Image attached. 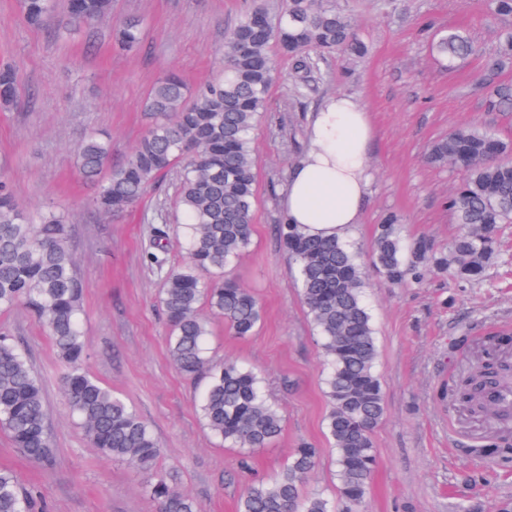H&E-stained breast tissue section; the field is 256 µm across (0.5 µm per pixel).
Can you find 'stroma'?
<instances>
[{
    "mask_svg": "<svg viewBox=\"0 0 512 512\" xmlns=\"http://www.w3.org/2000/svg\"><path fill=\"white\" fill-rule=\"evenodd\" d=\"M343 2L366 54L329 56L308 73L283 61V77L256 132L253 243L234 275L258 296L260 327L239 338L215 318L207 338L214 360L238 361L263 377L284 417L281 436L254 452L253 474H276L306 440L322 454L303 490L332 500L338 481L326 440L324 357L276 235L288 172L308 148L310 114L345 93L371 116L370 185L361 221L346 238L363 254L390 213L399 216L404 240L424 235L448 252L458 229L448 197L459 174L431 164L430 146L466 125L512 144V112L489 102L494 87H512V66L498 72L485 66L500 32L512 29V17L490 19L487 0ZM247 6L248 0H113L109 17L59 36L53 27L27 24L20 0H0V66L15 70L20 91L14 107L0 110V166L29 210L49 203L67 210L69 244L85 284L84 367L146 420L161 444L159 469L176 477L198 512H238L244 475L237 450L222 446L200 420L201 385L170 360L169 329L158 306L161 275L145 262L151 225L177 222L178 175L169 173L130 212L107 218L91 208L96 186L80 176L72 150L103 133L112 141L113 161L126 158L145 132L143 103L157 77L172 71L193 88L216 77L224 32ZM128 18L142 21L143 42L137 52L122 54L112 48V27ZM451 29L475 47L453 66L435 49ZM368 278L385 414L373 432L378 467L364 512H459L463 505L502 512L512 504V449L493 462L475 455L498 426L449 404L440 391L457 361L480 358L484 329L512 324V224L502 226L498 259L483 281L457 282L437 270L398 288L376 272ZM0 332L26 350L40 378L56 450L54 466L40 467L0 430V467L36 487L47 512H158L141 474L89 447L62 396L63 365L46 331L17 307L0 311Z\"/></svg>",
    "mask_w": 512,
    "mask_h": 512,
    "instance_id": "1",
    "label": "stroma"
}]
</instances>
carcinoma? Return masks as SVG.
<instances>
[{
	"label": "carcinoma",
	"mask_w": 512,
	"mask_h": 512,
	"mask_svg": "<svg viewBox=\"0 0 512 512\" xmlns=\"http://www.w3.org/2000/svg\"><path fill=\"white\" fill-rule=\"evenodd\" d=\"M492 19L512 16V0H488ZM112 10V0H66L61 28L88 25ZM30 24L59 16L57 0H22ZM249 38V50L239 43ZM143 26L128 19L113 31L114 45L137 50ZM453 62L470 55L471 40L448 31L436 42ZM366 45L339 0H251L220 49V78L192 90L173 72L157 78L145 102L150 123L129 158L112 164L110 142L89 136L76 148L80 174L100 183L93 205L111 215L136 205L174 168L180 169L176 203L183 215L178 235L184 264L163 271L170 239L168 225L151 229L148 267L162 271L160 305L171 329L169 356L182 374L206 380L199 400L204 426L222 443L248 457L277 440L284 428L279 409L263 394L258 374L234 361L216 363L208 355L210 321L224 320L235 335H252L262 319L259 300L231 275L252 243L256 178L252 134L279 77L281 58L296 70L312 56L364 54ZM512 63V31L503 32L490 70ZM14 72L0 69V107L17 102ZM490 105L512 109V88L493 91ZM428 159L463 172L448 206L460 224L451 251L439 254L420 238L406 248L398 217L377 225L371 261L392 285L420 280L430 269L462 281H479L498 257L500 225L512 224V146L493 133L464 126L434 142ZM279 244L295 265L300 295L321 340L329 370L326 397L331 410L326 433L336 452L341 512H354L365 499L377 464L372 432L385 403L375 373L377 348L372 318L364 302L365 272L358 255L336 238L311 237L297 224L278 226ZM83 284L68 243L66 220L55 206L31 213L16 199L8 175L0 173V310L24 306L44 326L67 365L62 380L70 410L81 422L90 447L142 474L147 495L159 512H197L192 497L157 472V438L136 410L82 367L86 345L80 326ZM493 351L512 343V331L486 333ZM446 397L477 416H512V364L493 353L453 380ZM0 426L13 446L31 461L50 466L55 449L49 437L48 410L30 361L0 335ZM320 449L302 442L281 471L245 486L239 512H336V503L302 487L316 467ZM0 512H37L34 495L17 474L0 469Z\"/></svg>",
	"instance_id": "carcinoma-1"
}]
</instances>
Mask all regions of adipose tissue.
<instances>
[{
	"instance_id": "adipose-tissue-1",
	"label": "adipose tissue",
	"mask_w": 512,
	"mask_h": 512,
	"mask_svg": "<svg viewBox=\"0 0 512 512\" xmlns=\"http://www.w3.org/2000/svg\"><path fill=\"white\" fill-rule=\"evenodd\" d=\"M373 135L370 115L357 98L331 96L312 116L309 148L290 173L281 199L285 221L329 238L344 237L360 223Z\"/></svg>"
}]
</instances>
